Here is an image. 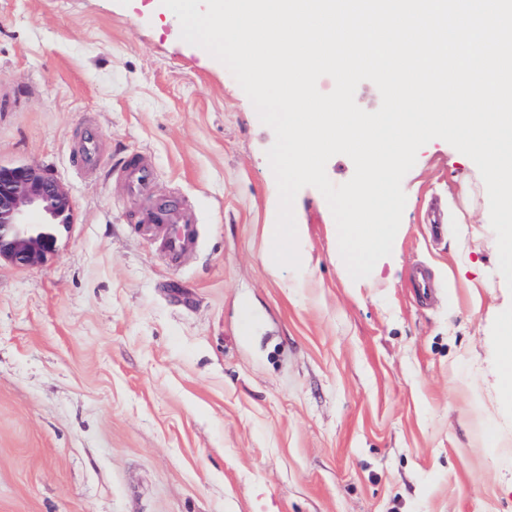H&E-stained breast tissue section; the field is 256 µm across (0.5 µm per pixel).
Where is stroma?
<instances>
[{
  "instance_id": "35a3bbf8",
  "label": "stroma",
  "mask_w": 512,
  "mask_h": 512,
  "mask_svg": "<svg viewBox=\"0 0 512 512\" xmlns=\"http://www.w3.org/2000/svg\"><path fill=\"white\" fill-rule=\"evenodd\" d=\"M90 123L109 161L93 173ZM274 141L160 0H0V161L48 169L75 204L44 262L0 261V512H512L493 317L512 291L477 166L419 150L363 288L302 188L298 288L261 248ZM137 152L197 217L179 267L112 175ZM462 268L491 288L451 284Z\"/></svg>"
}]
</instances>
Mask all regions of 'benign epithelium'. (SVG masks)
<instances>
[{"mask_svg": "<svg viewBox=\"0 0 512 512\" xmlns=\"http://www.w3.org/2000/svg\"><path fill=\"white\" fill-rule=\"evenodd\" d=\"M74 204L59 182L33 164L0 162V260L31 267L56 248Z\"/></svg>", "mask_w": 512, "mask_h": 512, "instance_id": "benign-epithelium-1", "label": "benign epithelium"}]
</instances>
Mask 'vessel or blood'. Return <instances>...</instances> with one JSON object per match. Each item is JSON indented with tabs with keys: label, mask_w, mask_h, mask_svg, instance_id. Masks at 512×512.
I'll return each instance as SVG.
<instances>
[{
	"label": "vessel or blood",
	"mask_w": 512,
	"mask_h": 512,
	"mask_svg": "<svg viewBox=\"0 0 512 512\" xmlns=\"http://www.w3.org/2000/svg\"><path fill=\"white\" fill-rule=\"evenodd\" d=\"M114 174L122 181L130 197L153 198L154 203L144 222L148 225L150 233L161 237L169 264H177L193 251L196 246L195 215L184 205L154 199L156 172L147 156L129 158L115 169Z\"/></svg>",
	"instance_id": "b4317fda"
}]
</instances>
